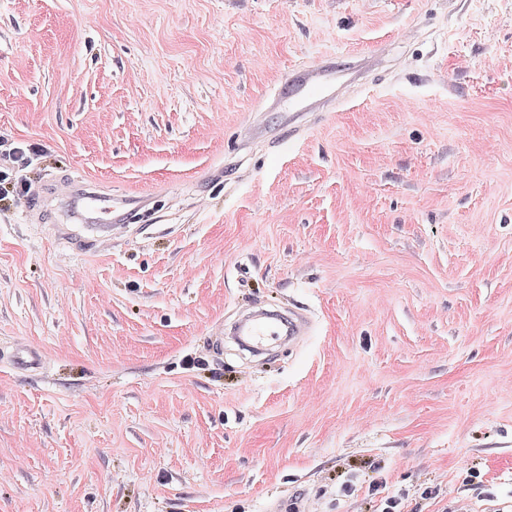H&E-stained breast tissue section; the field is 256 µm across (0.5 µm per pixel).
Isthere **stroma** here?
I'll return each mask as SVG.
<instances>
[{"label":"stroma","mask_w":512,"mask_h":512,"mask_svg":"<svg viewBox=\"0 0 512 512\" xmlns=\"http://www.w3.org/2000/svg\"><path fill=\"white\" fill-rule=\"evenodd\" d=\"M378 45L294 140L263 111ZM0 142V354L46 361L0 362V512L512 501V0H0ZM71 174L153 206L96 233ZM259 308L312 332L252 356ZM14 365L19 370L36 374L43 369L44 360L37 349L21 348L16 352Z\"/></svg>","instance_id":"35a3bbf8"}]
</instances>
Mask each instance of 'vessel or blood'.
I'll return each instance as SVG.
<instances>
[{"label": "vessel or blood", "mask_w": 512, "mask_h": 512, "mask_svg": "<svg viewBox=\"0 0 512 512\" xmlns=\"http://www.w3.org/2000/svg\"><path fill=\"white\" fill-rule=\"evenodd\" d=\"M351 87V80L345 78L335 56H321L293 67L268 98L267 107L275 110L280 104H287L286 121L289 132L293 133L302 126L308 113L329 111L345 102ZM51 194L60 198L71 216L84 224L119 226L132 213L150 204L149 199L137 195L112 198L80 177L57 183ZM307 332L306 317L295 314L285 316L276 311L264 310L248 316L237 326L235 334L248 347L260 349L268 341L279 337L292 339L306 335ZM14 365L19 370L35 374L43 369L44 360L37 349L21 348L16 352Z\"/></svg>", "instance_id": "obj_1"}]
</instances>
